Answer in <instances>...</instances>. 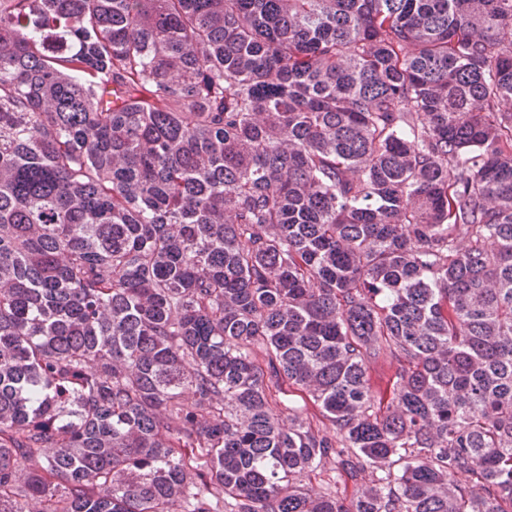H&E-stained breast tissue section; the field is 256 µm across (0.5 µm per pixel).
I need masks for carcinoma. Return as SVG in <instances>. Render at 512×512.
Segmentation results:
<instances>
[{"label": "carcinoma", "instance_id": "obj_1", "mask_svg": "<svg viewBox=\"0 0 512 512\" xmlns=\"http://www.w3.org/2000/svg\"><path fill=\"white\" fill-rule=\"evenodd\" d=\"M504 99L512 0H0V512H512Z\"/></svg>", "mask_w": 512, "mask_h": 512}]
</instances>
